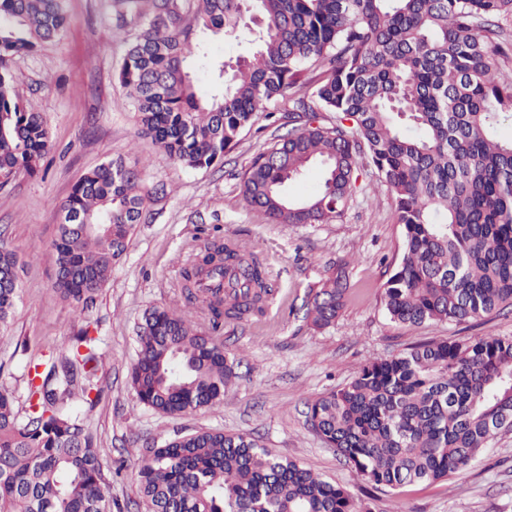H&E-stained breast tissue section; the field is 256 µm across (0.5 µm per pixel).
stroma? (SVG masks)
Here are the masks:
<instances>
[{
  "mask_svg": "<svg viewBox=\"0 0 512 512\" xmlns=\"http://www.w3.org/2000/svg\"><path fill=\"white\" fill-rule=\"evenodd\" d=\"M61 39L16 56L14 89L41 113L51 149L37 174L0 178V242L24 268L10 324L0 330V388L16 410L27 395L26 363L61 350L79 327L72 306L53 289L51 243L60 206L80 177L104 161L136 163L151 222L137 225L107 284L86 311L101 356L102 394L83 408L104 467H122L112 499L122 512H146L134 471L138 451L194 430L246 434L346 488L370 512H512V431L461 474L417 482L369 497L367 484L307 423V403L350 382L365 361L432 339L512 336V312L460 325L407 327L386 316L381 292L397 267L403 228L372 167H362L341 219L329 224H273L248 207L241 176L270 142L282 113H258L223 163L179 165L141 135L118 74L139 20L119 17L118 0H65ZM218 236L258 254L278 292L265 317L228 324L218 333L237 379L211 409L168 416L140 404L129 384L137 358V328L155 307L179 308L181 269L193 247ZM347 271L345 305L336 322L318 329L304 317L310 289L337 268Z\"/></svg>",
  "mask_w": 512,
  "mask_h": 512,
  "instance_id": "obj_1",
  "label": "stroma"
}]
</instances>
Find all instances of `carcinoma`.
I'll return each mask as SVG.
<instances>
[{
	"instance_id": "obj_1",
	"label": "carcinoma",
	"mask_w": 512,
	"mask_h": 512,
	"mask_svg": "<svg viewBox=\"0 0 512 512\" xmlns=\"http://www.w3.org/2000/svg\"><path fill=\"white\" fill-rule=\"evenodd\" d=\"M118 78L141 134L173 161L224 160L270 103L288 122L241 178L247 206L275 224H329L356 190L362 156L392 195L403 254L384 284L389 319L405 326L462 323L512 307V56L501 21L512 0H256L262 30L231 71L211 66L219 89L197 95L185 63L205 31L250 29L246 0H153ZM63 0H0V177L34 175L50 148L41 114L20 102L11 58L62 35ZM336 113L324 124V113ZM324 165L321 191L294 201L289 181ZM136 168L108 160L61 204L52 243L53 288L83 305L105 286L143 222ZM185 310H150L130 373L136 399L175 416L212 407L236 377L213 333L265 315L270 271L234 243L207 241L182 267ZM345 271L308 292L305 318L330 326L344 307ZM17 255L0 245V325L19 295ZM201 314L208 330L192 320ZM89 324L67 348L32 360L25 416L0 389V512H112L104 470L74 399L92 408L101 388ZM312 430L370 491L458 474L512 430V336L432 340L368 360L344 387L308 403ZM136 482L147 512H364L349 493L244 434L198 430L144 448Z\"/></svg>"
}]
</instances>
